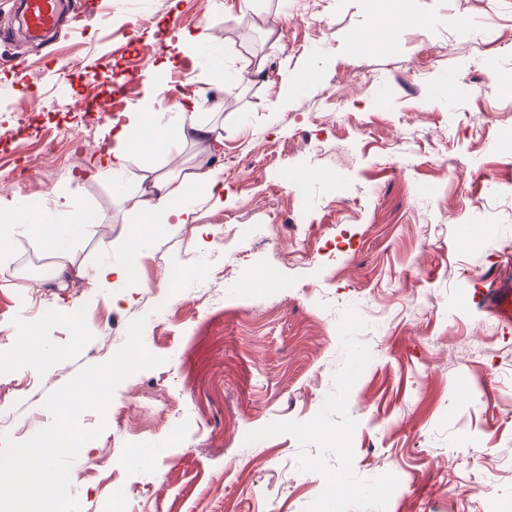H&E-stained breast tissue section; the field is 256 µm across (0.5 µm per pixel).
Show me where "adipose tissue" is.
Returning <instances> with one entry per match:
<instances>
[{
	"label": "adipose tissue",
	"instance_id": "ef3b65f1",
	"mask_svg": "<svg viewBox=\"0 0 512 512\" xmlns=\"http://www.w3.org/2000/svg\"><path fill=\"white\" fill-rule=\"evenodd\" d=\"M172 108L173 117L164 123H146L137 116H128L125 124L116 127L112 144L105 149L103 157L88 161V170L101 179L126 171L135 162L130 150L134 143L160 145L172 136L185 142H203L214 137V128L197 119L196 103L176 102ZM222 188L221 182L206 174L153 178L148 197L139 203L137 232L128 242L121 260L93 268L87 274L88 280L97 288L134 287L143 241L159 235L168 225L195 223V211L188 205V197L203 193L217 201L222 196ZM97 222L94 213L77 206L71 208L67 220L61 224L37 209L12 210L0 216V259L9 256L17 227L27 225L39 231L43 248L59 257L70 240L81 237Z\"/></svg>",
	"mask_w": 512,
	"mask_h": 512
}]
</instances>
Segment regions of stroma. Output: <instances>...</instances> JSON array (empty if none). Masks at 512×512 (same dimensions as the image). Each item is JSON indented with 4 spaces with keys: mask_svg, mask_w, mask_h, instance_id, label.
<instances>
[{
    "mask_svg": "<svg viewBox=\"0 0 512 512\" xmlns=\"http://www.w3.org/2000/svg\"><path fill=\"white\" fill-rule=\"evenodd\" d=\"M240 3L75 0L80 21L39 41L0 0V211H96L67 259L88 270L121 259L144 176L224 183L222 205L193 200L202 237L172 224L148 242L126 302L37 275L54 258L16 234L0 357L24 327L47 353L0 371V434L47 427L48 394L143 316L163 363L121 382L105 417L82 415L103 431L73 464L81 512L117 490L132 512H512V329L478 303L512 275V0H405L414 22L363 51L373 0ZM115 82L129 112L179 88L217 140L140 148L126 172L90 176L69 136L97 143L108 126L75 105ZM174 268L187 276L162 317L149 295ZM271 270L280 287L264 286ZM133 449L146 464H127Z\"/></svg>",
    "mask_w": 512,
    "mask_h": 512,
    "instance_id": "stroma-1",
    "label": "stroma"
}]
</instances>
